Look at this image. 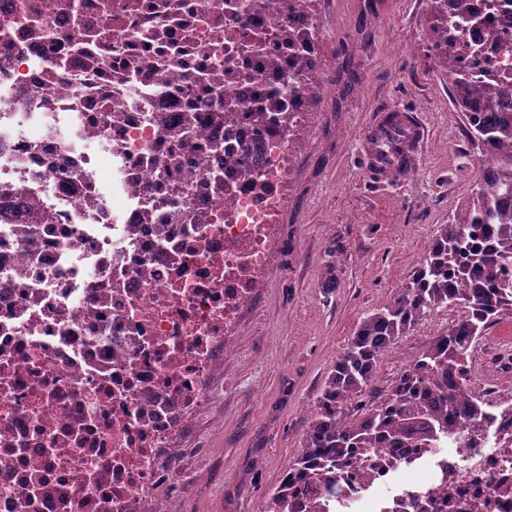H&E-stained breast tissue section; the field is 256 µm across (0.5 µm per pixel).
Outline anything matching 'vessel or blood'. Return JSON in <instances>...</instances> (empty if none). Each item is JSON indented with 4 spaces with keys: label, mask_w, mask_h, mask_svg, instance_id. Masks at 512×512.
Returning a JSON list of instances; mask_svg holds the SVG:
<instances>
[{
    "label": "vessel or blood",
    "mask_w": 512,
    "mask_h": 512,
    "mask_svg": "<svg viewBox=\"0 0 512 512\" xmlns=\"http://www.w3.org/2000/svg\"><path fill=\"white\" fill-rule=\"evenodd\" d=\"M369 150L363 161L384 180L399 179L417 158L420 128L404 108L378 114L364 133Z\"/></svg>",
    "instance_id": "obj_1"
}]
</instances>
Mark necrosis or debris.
<instances>
[{"label":"necrosis or debris","instance_id":"1","mask_svg":"<svg viewBox=\"0 0 512 512\" xmlns=\"http://www.w3.org/2000/svg\"><path fill=\"white\" fill-rule=\"evenodd\" d=\"M315 2L0 0V512H150L185 457L271 271L304 72L331 65L274 43L322 36ZM271 91L293 123L260 135ZM371 466L327 512H512L493 427Z\"/></svg>","mask_w":512,"mask_h":512}]
</instances>
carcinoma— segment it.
I'll use <instances>...</instances> for the list:
<instances>
[{"label":"carcinoma","mask_w":512,"mask_h":512,"mask_svg":"<svg viewBox=\"0 0 512 512\" xmlns=\"http://www.w3.org/2000/svg\"><path fill=\"white\" fill-rule=\"evenodd\" d=\"M427 0L429 34L456 111L470 142L481 147L469 204L440 226L423 262L387 304L358 325L329 371L298 453L273 489L266 512H324L313 490H336L345 474L362 470L371 454L399 448L469 447L486 418L512 430V410L490 412L463 388L472 345L512 312V80L497 79L469 34L499 33L492 15L470 0ZM277 37L299 49L311 34L282 28ZM270 111L257 112L256 130L287 120L269 94ZM458 309L448 333L416 354L396 377L381 383V353L439 309Z\"/></svg>","instance_id":"1"}]
</instances>
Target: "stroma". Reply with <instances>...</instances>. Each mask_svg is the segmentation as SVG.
<instances>
[{"label": "stroma", "mask_w": 512, "mask_h": 512, "mask_svg": "<svg viewBox=\"0 0 512 512\" xmlns=\"http://www.w3.org/2000/svg\"><path fill=\"white\" fill-rule=\"evenodd\" d=\"M320 99L293 146L273 273L224 345V386L201 410L193 448L158 512H265L297 453L317 393L358 324L391 300L441 224L465 204L478 150L436 63L426 0H322ZM424 129L410 176L387 185L363 168V131L386 108ZM440 310L383 352L380 380L447 332ZM201 469L204 480L191 472Z\"/></svg>", "instance_id": "35a3bbf8"}]
</instances>
